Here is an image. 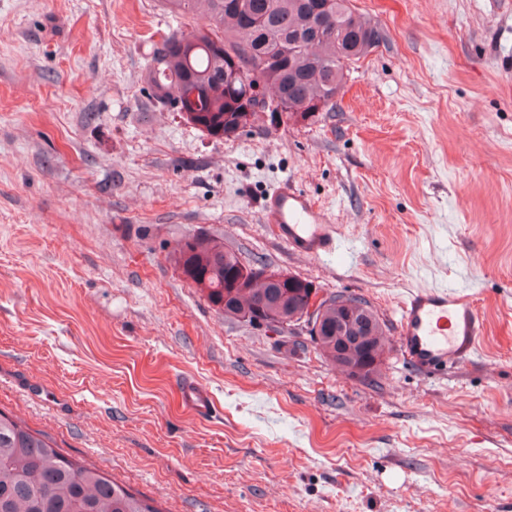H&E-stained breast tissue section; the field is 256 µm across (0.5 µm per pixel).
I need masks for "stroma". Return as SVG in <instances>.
Masks as SVG:
<instances>
[{"mask_svg":"<svg viewBox=\"0 0 512 512\" xmlns=\"http://www.w3.org/2000/svg\"><path fill=\"white\" fill-rule=\"evenodd\" d=\"M384 40L336 107L216 140L150 99L161 0H0V411L161 512H512V0H353ZM291 179L339 226L291 254ZM362 296L367 383L304 326L226 320L174 269L190 236ZM473 289L477 357L395 344L414 289ZM214 408L182 404L185 381ZM263 215L278 241L296 256L319 259L336 248L337 226L288 178L266 194Z\"/></svg>","mask_w":512,"mask_h":512,"instance_id":"35a3bbf8","label":"stroma"}]
</instances>
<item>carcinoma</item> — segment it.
I'll return each instance as SVG.
<instances>
[{
  "instance_id": "obj_1",
  "label": "carcinoma",
  "mask_w": 512,
  "mask_h": 512,
  "mask_svg": "<svg viewBox=\"0 0 512 512\" xmlns=\"http://www.w3.org/2000/svg\"><path fill=\"white\" fill-rule=\"evenodd\" d=\"M318 0H163L177 15L202 13L201 27L178 29L163 38L169 51L155 47L146 70L149 96L180 113L202 135L224 138L238 127L240 103L251 100L253 82L233 75L230 54L250 51L260 61L283 47L281 59L262 70L263 91L281 111L296 110L306 119L328 112L347 80L348 63L368 56L382 40L379 28L358 13L352 0H330L328 36H316L312 9ZM195 104L182 112L187 92ZM180 275L198 288L228 320L245 314L286 321L301 307L312 284L272 269L277 279L251 278L253 266L224 246V240L197 234L171 256ZM363 317L367 335L387 350L384 324L372 308ZM348 310L332 308L314 341L336 361V337L343 335ZM0 512H160L97 469L67 458L42 434L0 411Z\"/></svg>"
}]
</instances>
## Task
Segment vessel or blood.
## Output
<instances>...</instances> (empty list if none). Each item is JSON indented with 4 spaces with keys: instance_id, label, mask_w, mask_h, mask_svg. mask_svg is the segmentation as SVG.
Segmentation results:
<instances>
[{
    "instance_id": "b4317fda",
    "label": "vessel or blood",
    "mask_w": 512,
    "mask_h": 512,
    "mask_svg": "<svg viewBox=\"0 0 512 512\" xmlns=\"http://www.w3.org/2000/svg\"><path fill=\"white\" fill-rule=\"evenodd\" d=\"M263 215L279 242L294 255L317 259L336 248L338 229L291 180L265 196ZM484 334V322L473 295L452 288H419L404 299L397 323V347L425 373L444 371L471 361ZM184 400L199 415L212 407L207 391L194 383Z\"/></svg>"
}]
</instances>
